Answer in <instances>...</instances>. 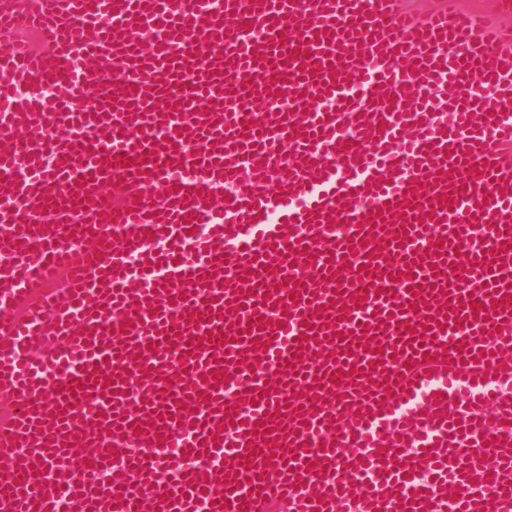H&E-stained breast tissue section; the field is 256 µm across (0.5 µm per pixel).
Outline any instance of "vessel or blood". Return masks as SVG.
Segmentation results:
<instances>
[{"instance_id": "obj_1", "label": "vessel or blood", "mask_w": 512, "mask_h": 512, "mask_svg": "<svg viewBox=\"0 0 512 512\" xmlns=\"http://www.w3.org/2000/svg\"><path fill=\"white\" fill-rule=\"evenodd\" d=\"M507 148L462 0H0V512H512Z\"/></svg>"}]
</instances>
